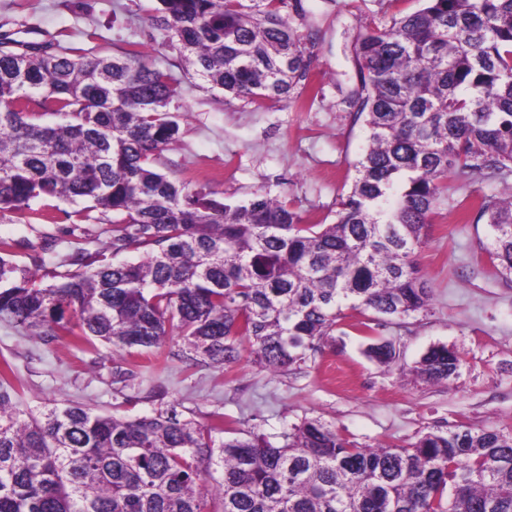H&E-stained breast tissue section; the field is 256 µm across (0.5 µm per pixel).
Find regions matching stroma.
Here are the masks:
<instances>
[{
  "mask_svg": "<svg viewBox=\"0 0 512 512\" xmlns=\"http://www.w3.org/2000/svg\"><path fill=\"white\" fill-rule=\"evenodd\" d=\"M300 31L315 30L311 81L323 90L313 106L258 105L187 80L180 53L153 28L156 0H0V33L28 42L58 40L61 47L118 55L141 53L152 67L172 74L176 94L171 112L180 137L156 162L171 179L193 190H213L241 203L265 190L280 196L304 223L329 224L336 203L349 192L354 165L367 141L345 96L356 83L353 45L361 24L378 25L419 8V0H302ZM70 205L53 203V222L42 204L6 214L0 238L28 239L15 259L32 265V246L52 240L47 263H59L75 248L96 250L109 234L92 226L84 243L65 218ZM489 228L462 217L447 201L425 231L418 263L432 288L427 311L366 328L350 312L321 351L305 363L269 372L249 355L220 369L181 358L180 338L158 354H131L143 371L130 386L112 382V352L103 345L76 348L63 336L46 343L0 324V362L12 367L10 382L24 404H80L101 413L121 407L130 414L176 405L184 417L207 422L224 416L229 429L278 435L284 424L305 418L330 423L357 446H405L430 430L458 426L496 427L512 432V282L500 277L481 250ZM394 344L399 361L387 368L366 355L369 343ZM445 344L461 356L458 377L430 383L413 368L431 346Z\"/></svg>",
  "mask_w": 512,
  "mask_h": 512,
  "instance_id": "stroma-1",
  "label": "stroma"
}]
</instances>
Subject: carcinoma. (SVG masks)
I'll use <instances>...</instances> for the list:
<instances>
[{"mask_svg": "<svg viewBox=\"0 0 512 512\" xmlns=\"http://www.w3.org/2000/svg\"><path fill=\"white\" fill-rule=\"evenodd\" d=\"M149 18L185 73L257 102L310 88V48L283 16L302 0H157ZM345 103L367 146L331 224H305L268 192L230 204L155 170L175 143L173 78L129 50H54L0 34V212L57 198L73 224L112 214V238L78 248L46 284L0 242V323L50 342L148 353L170 336L182 356L222 368L240 345L268 371L306 361L344 310L371 320L427 309L416 261L444 196L490 228L485 250L512 281V199L470 176H512V0H422L354 45ZM457 184L448 187V178ZM143 252L132 260L118 256ZM392 367V343L366 349ZM461 359L433 346L414 366L431 382ZM137 372L112 360V383ZM175 407L129 416L79 405L33 410L0 380V512H512V433L460 426L409 446L360 448L319 419L278 435L224 436Z\"/></svg>", "mask_w": 512, "mask_h": 512, "instance_id": "obj_1", "label": "carcinoma"}]
</instances>
